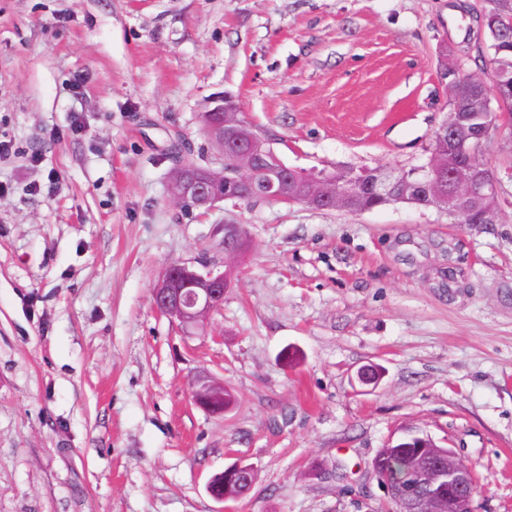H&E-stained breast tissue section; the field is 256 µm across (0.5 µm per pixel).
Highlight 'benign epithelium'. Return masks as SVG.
I'll return each instance as SVG.
<instances>
[{
  "mask_svg": "<svg viewBox=\"0 0 512 512\" xmlns=\"http://www.w3.org/2000/svg\"><path fill=\"white\" fill-rule=\"evenodd\" d=\"M479 86L486 100L500 97V83L488 84L470 78ZM498 115L483 112L479 116L454 117L436 129L439 146L430 151L423 165L409 172L391 168L363 169L348 181L323 173L325 186L315 194L303 186L311 172L287 166L264 136L255 133L239 118V106L228 98L214 101L204 112V130L211 141L219 144L224 162L221 168L198 169L185 158L186 150L172 156L170 194L177 203L190 209H210L223 201H278L301 204L312 209L352 210L358 195L372 191L385 204L418 203L448 212L452 217L463 214L462 205L476 196L500 199V178L494 169L475 161L481 143L496 127ZM448 181V198L442 199L438 187ZM244 232L235 224L224 225V251L238 250ZM227 272L207 264L196 268L182 262L171 263L161 272L152 290L155 309L194 329L224 302L230 287ZM196 405L212 414H223L233 404L231 392L224 383L206 375L198 376L191 387ZM415 440L427 442L432 454L419 463L408 477L399 475L392 461L377 455L371 468L395 512H474L477 495L476 478L458 461L449 448H442L427 435L409 434L397 440L401 449ZM253 473L250 465L234 463L208 482V493L217 501L226 496L216 493L224 482Z\"/></svg>",
  "mask_w": 512,
  "mask_h": 512,
  "instance_id": "benign-epithelium-1",
  "label": "benign epithelium"
}]
</instances>
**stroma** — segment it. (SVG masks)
Listing matches in <instances>:
<instances>
[{
	"label": "stroma",
	"instance_id": "35a3bbf8",
	"mask_svg": "<svg viewBox=\"0 0 512 512\" xmlns=\"http://www.w3.org/2000/svg\"><path fill=\"white\" fill-rule=\"evenodd\" d=\"M482 8L0 0V512H388L370 464L409 433L473 472L478 512H512L511 113L480 150L496 224L169 193L174 139L215 165L202 113L227 96L287 165L424 164L444 67L493 78ZM228 224L245 231L234 257ZM176 261L233 270L202 329L153 306ZM202 373L231 411L194 404ZM237 461L251 489L214 500L209 478Z\"/></svg>",
	"mask_w": 512,
	"mask_h": 512
}]
</instances>
